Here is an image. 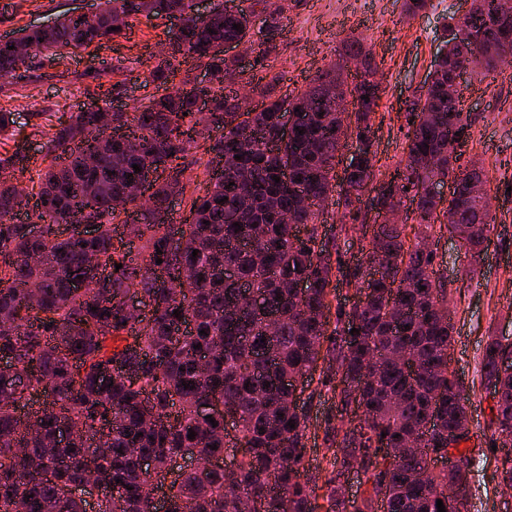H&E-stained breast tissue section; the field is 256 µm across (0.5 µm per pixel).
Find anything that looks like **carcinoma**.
Segmentation results:
<instances>
[{
  "instance_id": "carcinoma-1",
  "label": "carcinoma",
  "mask_w": 512,
  "mask_h": 512,
  "mask_svg": "<svg viewBox=\"0 0 512 512\" xmlns=\"http://www.w3.org/2000/svg\"><path fill=\"white\" fill-rule=\"evenodd\" d=\"M474 2L475 12L444 27V50L426 90L406 105L412 124L404 159L382 181L374 170L371 117L383 90L372 80L378 64L360 38L344 41L340 63L288 101L260 90L257 111L241 110L225 91L236 59L224 56V45L250 40V16L227 12L222 3L199 17L193 0H105L91 18L67 14L32 31L24 58L0 45V77H14L35 58L53 61L121 35L133 16L164 14L181 25L168 36L171 55L149 70L148 80L168 89L183 55L209 75L206 86L188 79L174 95L153 96L131 119L112 113L110 133L99 126L104 107L97 104L59 123L51 151L66 163L39 174L24 222L17 214L25 200L12 180L0 179V361L9 363L0 367V512H15L19 498L26 512H89L72 489L90 474L99 487L94 512H156L161 490L167 512H242L248 495L269 496L265 512H317L313 479L303 468L308 418L289 380L312 378L320 361L341 374L343 406L361 411L335 430L326 512H437L438 499L446 512H462L470 494L466 452L458 450L457 468L436 470L429 460L431 452L448 453V437L470 436L461 430L469 419L463 386L448 377V282L433 270L428 240L442 216L447 232L476 254L495 223L471 191L482 168L453 142L457 132L469 135L470 116L449 88L461 73L486 76L498 70L499 54L512 56V0ZM255 5L268 28L281 27L285 0ZM473 28L484 30V44L472 43ZM479 54L484 62L475 68ZM351 66L360 81L349 91L339 75ZM348 94L357 109L346 122L332 106ZM295 112L302 121L285 140L283 119ZM130 121L135 131L120 133ZM198 137L213 139V173L176 226L167 202L184 191L179 160ZM348 139L358 152L339 177L336 158ZM157 160L175 176L147 179ZM30 162L17 149L0 158V167L24 173ZM138 178L148 198L136 211L135 253L116 238V228L119 205ZM436 179L451 185L440 214L442 200L428 187ZM365 193L387 213L411 206L421 231L408 241L403 225H378L366 266L349 272L362 298L336 310L330 332L333 267L318 237L319 216L332 199L342 224L362 223L357 203ZM80 223L96 225V233L57 234L62 224ZM92 257L101 285L81 292L75 279ZM244 289L278 318L275 335H267L262 316L237 306ZM130 295L144 307L135 320L124 306ZM201 353L208 355L203 380ZM402 354L413 365L398 364ZM482 360L497 440L512 447V343L489 337ZM41 392L44 406L21 417ZM214 399L221 410H202ZM228 419L243 448L231 476L222 465ZM186 448L198 450L202 469L173 470ZM353 466L371 483L361 509L342 491L341 477ZM450 482L461 491L454 504L445 493Z\"/></svg>"
}]
</instances>
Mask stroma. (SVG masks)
I'll return each instance as SVG.
<instances>
[{
    "label": "stroma",
    "instance_id": "obj_1",
    "mask_svg": "<svg viewBox=\"0 0 512 512\" xmlns=\"http://www.w3.org/2000/svg\"><path fill=\"white\" fill-rule=\"evenodd\" d=\"M102 0H0V39L12 38L53 22L67 13H93ZM404 0H288V19L275 36L261 25L253 27V54L239 60L244 81L280 75L273 87L285 98L306 89L318 71L339 59L345 39L358 37L373 52L379 65L384 94L372 116L377 179H387L403 155L406 133L405 103L417 97L443 47V26L461 17L465 0H431L419 16H404ZM127 35L79 51L56 63L34 61L24 78H0V110L15 113L13 133H0V158L24 146L37 158L22 184L30 193L39 190V169L50 163L49 139L71 112L107 95L112 108L132 112L134 106L157 94L146 82L143 62L159 54L174 27L167 16L131 18ZM463 100L471 118L464 143L466 158L488 174L496 222L472 259L445 228H433L435 270L448 282V302L454 323L451 370L465 388L470 418L466 443L471 460L472 496L468 512H512V490L499 480L506 449H492L493 395L483 376L482 353L487 337L512 340V65L493 80L464 74ZM208 141L185 159V191L173 197L171 218L181 222L189 213L192 196L204 193L209 177L205 163ZM364 224L342 229L335 205H328L319 226L321 238L335 244L331 256L338 272L330 296L332 306H350L356 287L347 274L365 259L364 235L373 231L377 214L362 203ZM343 382L336 372L317 367L311 381L297 394L309 420L305 465L316 475L329 471L333 455L325 440L342 415L339 392Z\"/></svg>",
    "mask_w": 512,
    "mask_h": 512
}]
</instances>
